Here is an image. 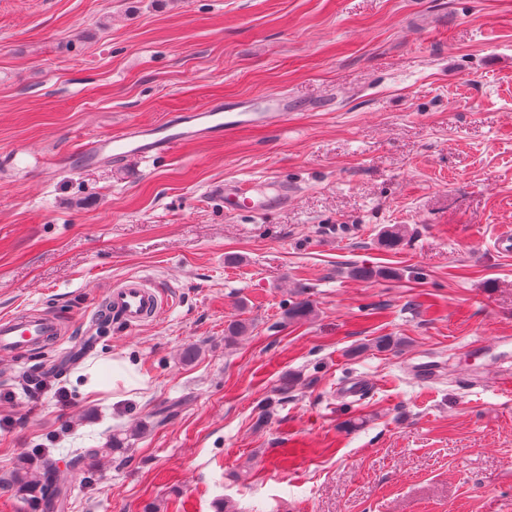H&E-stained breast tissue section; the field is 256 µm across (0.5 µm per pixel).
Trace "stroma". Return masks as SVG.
<instances>
[{
  "instance_id": "obj_1",
  "label": "stroma",
  "mask_w": 512,
  "mask_h": 512,
  "mask_svg": "<svg viewBox=\"0 0 512 512\" xmlns=\"http://www.w3.org/2000/svg\"><path fill=\"white\" fill-rule=\"evenodd\" d=\"M269 96L277 128L42 161ZM266 178L263 212L213 192ZM506 232L512 0H0V316L60 331L0 356V474L52 449L60 512H512ZM130 276L172 307L64 363Z\"/></svg>"
}]
</instances>
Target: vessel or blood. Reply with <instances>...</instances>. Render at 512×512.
I'll return each mask as SVG.
<instances>
[{
	"instance_id": "b4317fda",
	"label": "vessel or blood",
	"mask_w": 512,
	"mask_h": 512,
	"mask_svg": "<svg viewBox=\"0 0 512 512\" xmlns=\"http://www.w3.org/2000/svg\"><path fill=\"white\" fill-rule=\"evenodd\" d=\"M293 105L288 98H273L269 111H253L249 104L222 108L206 104L190 112H179L168 119L165 129L132 124L118 136L100 135L87 138L78 145L76 154L56 155L57 167H71L76 161L89 162L100 158L119 162L136 156L150 158L171 153L187 142L218 139L244 125H278L286 121ZM224 205L230 210L247 207L257 212L287 202L285 184L263 180L243 183L225 182L219 189ZM164 301L142 277L124 280L112 288L107 297L106 312L117 323L134 329L159 317ZM56 317L46 312L37 317L25 313L0 317V353L11 354L33 349L57 335Z\"/></svg>"
}]
</instances>
